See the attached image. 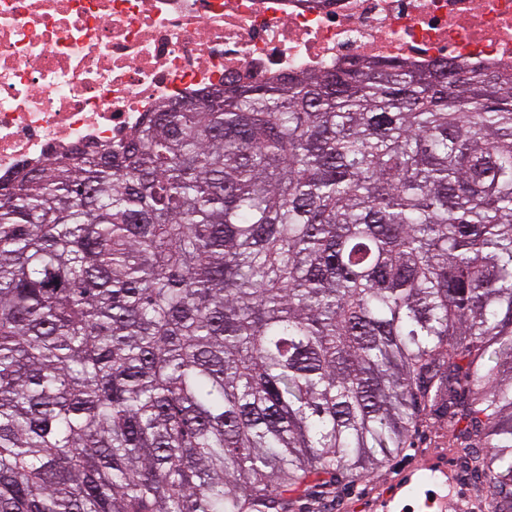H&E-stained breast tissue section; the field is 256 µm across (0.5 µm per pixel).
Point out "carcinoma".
Instances as JSON below:
<instances>
[{
	"label": "carcinoma",
	"mask_w": 512,
	"mask_h": 512,
	"mask_svg": "<svg viewBox=\"0 0 512 512\" xmlns=\"http://www.w3.org/2000/svg\"><path fill=\"white\" fill-rule=\"evenodd\" d=\"M432 412L512 495V73L230 80L0 184V512H281Z\"/></svg>",
	"instance_id": "1"
}]
</instances>
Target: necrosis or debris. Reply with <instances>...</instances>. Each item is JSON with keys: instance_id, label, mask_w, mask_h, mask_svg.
I'll list each match as a JSON object with an SVG mask.
<instances>
[{"instance_id": "necrosis-or-debris-1", "label": "necrosis or debris", "mask_w": 512, "mask_h": 512, "mask_svg": "<svg viewBox=\"0 0 512 512\" xmlns=\"http://www.w3.org/2000/svg\"><path fill=\"white\" fill-rule=\"evenodd\" d=\"M366 58L512 72V0H0V182L227 76Z\"/></svg>"}]
</instances>
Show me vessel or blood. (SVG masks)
<instances>
[{
	"instance_id": "vessel-or-blood-1",
	"label": "vessel or blood",
	"mask_w": 512,
	"mask_h": 512,
	"mask_svg": "<svg viewBox=\"0 0 512 512\" xmlns=\"http://www.w3.org/2000/svg\"><path fill=\"white\" fill-rule=\"evenodd\" d=\"M369 512H482L465 493L455 465L429 456L397 470Z\"/></svg>"
}]
</instances>
